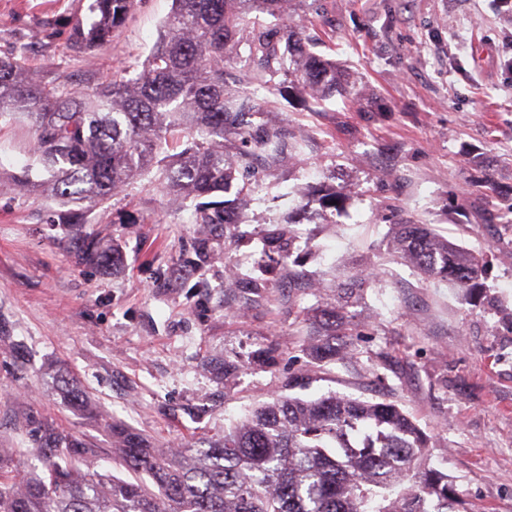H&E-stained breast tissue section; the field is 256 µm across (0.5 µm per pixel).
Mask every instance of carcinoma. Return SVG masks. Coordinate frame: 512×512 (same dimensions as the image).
<instances>
[{
  "label": "carcinoma",
  "instance_id": "obj_1",
  "mask_svg": "<svg viewBox=\"0 0 512 512\" xmlns=\"http://www.w3.org/2000/svg\"><path fill=\"white\" fill-rule=\"evenodd\" d=\"M304 0H173L159 36L134 75L112 74L92 87L50 84L32 73L23 54L0 57V116L31 127L33 153L46 176L11 177L17 188L58 204L56 224L75 228L76 260L110 268L119 253L78 230L89 208L107 202L133 180L157 170L163 191L195 202L197 223L237 224L236 202L250 191L236 172L261 160L277 166L301 153L279 127L249 114L273 112L271 95L294 88L322 102L341 91L357 100L362 88L343 84L336 61L313 51L290 20ZM135 0H92V20L78 24V51L112 39ZM277 21L271 27L260 17ZM248 48L241 56L240 45ZM174 128L192 133L186 147L162 154ZM348 195L334 189L300 203L336 209ZM287 235L282 228L254 239L264 253ZM392 251L427 277L471 296L482 288L484 260L426 224H399ZM275 269L253 266L244 283L255 293ZM329 337L321 356L334 358L336 307L319 310ZM128 469L147 475L116 480L82 471L58 457L86 453L51 421L43 423V470L18 478L0 454V512H456L448 475L429 465L432 437L397 405L331 394L316 400L280 397L198 448L158 449L139 433L112 427Z\"/></svg>",
  "mask_w": 512,
  "mask_h": 512
}]
</instances>
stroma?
<instances>
[{
    "mask_svg": "<svg viewBox=\"0 0 512 512\" xmlns=\"http://www.w3.org/2000/svg\"><path fill=\"white\" fill-rule=\"evenodd\" d=\"M91 0H0V56L24 48L48 82L86 87L136 71L172 0H137L110 42L70 45ZM304 37L357 80L361 101L280 100L269 124L302 140L293 165L243 170L241 224H198L154 176L93 208L85 230L118 265L76 264L54 203L7 184L32 132L0 120V448L24 469L51 417L90 443L99 473L129 479L112 427L158 448L220 437L278 395L329 393L397 404L434 435L431 463L460 512H512V9L502 0H305ZM349 193L346 210L296 225L313 248L255 294L228 280L234 257L285 220L309 187ZM422 222L486 260L474 303L394 257L396 225ZM375 279L338 307L352 355L317 359L305 308L336 305L349 275ZM92 407L75 408L60 374Z\"/></svg>",
    "mask_w": 512,
    "mask_h": 512,
    "instance_id": "stroma-1",
    "label": "stroma"
}]
</instances>
